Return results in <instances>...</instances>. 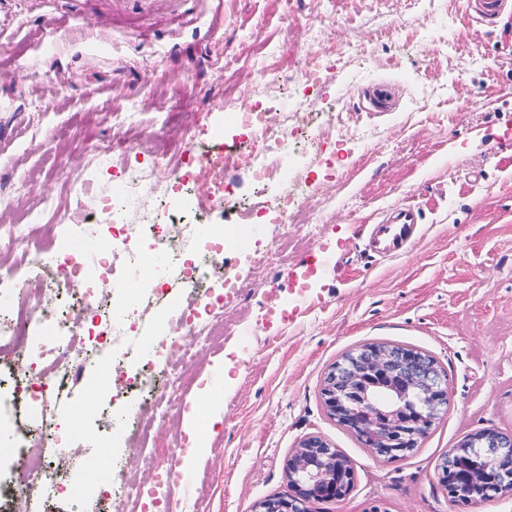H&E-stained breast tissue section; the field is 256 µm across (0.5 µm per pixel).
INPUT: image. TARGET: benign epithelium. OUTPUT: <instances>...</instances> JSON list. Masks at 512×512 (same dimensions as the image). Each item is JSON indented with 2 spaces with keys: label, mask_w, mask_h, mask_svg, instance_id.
<instances>
[{
  "label": "benign epithelium",
  "mask_w": 512,
  "mask_h": 512,
  "mask_svg": "<svg viewBox=\"0 0 512 512\" xmlns=\"http://www.w3.org/2000/svg\"><path fill=\"white\" fill-rule=\"evenodd\" d=\"M328 415L354 433L372 454L407 456L418 447L448 406V382L436 363L406 345L367 343L337 362L322 388ZM480 448L496 453L479 465ZM350 463L316 434L303 438L288 456L289 492L258 501L252 512H310L313 501H340L352 484L343 482ZM448 498L473 505L512 492V436L491 431L467 435L437 466Z\"/></svg>",
  "instance_id": "1"
}]
</instances>
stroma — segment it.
Masks as SVG:
<instances>
[{"mask_svg":"<svg viewBox=\"0 0 512 512\" xmlns=\"http://www.w3.org/2000/svg\"><path fill=\"white\" fill-rule=\"evenodd\" d=\"M349 57H342L346 47ZM338 54L311 102L337 134L369 132L335 175L289 151L273 181L245 171L246 138L225 97L289 102L273 82L278 67L307 52ZM399 90L389 112H371L368 84ZM128 112V125L112 115ZM220 129L203 151L233 159L245 202L302 198L315 228L252 224L239 205L223 222L246 229L224 250V275L239 286L224 300L209 339L185 337V353L154 359L161 334L180 332L193 294L174 285L158 302L165 322L136 328L139 347L120 371L178 377L180 400L164 420L139 413L138 387L97 391L93 412L74 415L77 392L55 410L74 461L111 472L114 493L76 501L60 494L34 512H141L122 489L145 485L173 464L190 410L224 424L200 453L179 464L172 494L181 512H252L288 490L285 462L306 436L325 437L347 457L354 486L312 512H512V494L455 507L436 467L449 448L480 430L512 434V16L488 31L469 19L467 0H0V225L25 212L51 225L47 197L65 202L64 174L91 182L70 223L92 219L112 192L82 151V139L133 140L148 153L178 145L185 128ZM402 203L420 208L421 236L404 255L365 248L368 224ZM287 243L282 255L272 245ZM398 343L432 355L448 379V410L417 450L398 460L372 456L324 408L326 373L346 351ZM219 395L200 399V382Z\"/></svg>","mask_w":512,"mask_h":512,"instance_id":"35a3bbf8","label":"stroma"}]
</instances>
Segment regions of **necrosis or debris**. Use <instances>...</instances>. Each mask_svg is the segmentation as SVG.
Segmentation results:
<instances>
[{"label":"necrosis or debris","instance_id":"necrosis-or-debris-1","mask_svg":"<svg viewBox=\"0 0 512 512\" xmlns=\"http://www.w3.org/2000/svg\"><path fill=\"white\" fill-rule=\"evenodd\" d=\"M308 96L292 97L281 112L267 111L256 101H225L238 123L247 130L248 173L256 183L270 175V153L285 148L299 134L301 111ZM209 134L208 129H186L177 148L151 157L141 155L135 143L125 141L114 148L88 140L86 147L97 169L111 174L116 190L98 199L94 223L64 224L60 236L63 251L30 250L29 227L24 222L0 225V250L21 251L19 266L0 272V297L13 299L7 319L0 320V434L12 428L18 408L39 413L41 443L49 447L48 458L19 448L0 454V471L27 470L28 489L15 493L0 487V512H31L33 498L66 490L74 499L89 495L84 483L63 484L55 459H68L66 447L55 433L48 407L52 398L77 391L87 367H96L100 382L108 389L126 386L123 375L112 362L132 349L127 323L134 310L107 309L103 302L114 286L113 256L122 250L127 266L135 269L125 288L140 294H163L168 278L157 264L155 254H165L170 265L180 269L188 287L213 288L186 301L181 318L182 333L165 337L157 353H182L184 339L212 335L224 309V292L233 280L211 279L210 271L223 252V228L201 235L198 225H213L226 204L237 202V179L225 157L195 156L194 150ZM172 167L174 182L158 180L160 166ZM151 198L155 209L146 211L142 221L128 223L127 203ZM95 235L103 246L87 254L86 235ZM154 239L152 251L140 249L142 237Z\"/></svg>","mask_w":512,"mask_h":512}]
</instances>
